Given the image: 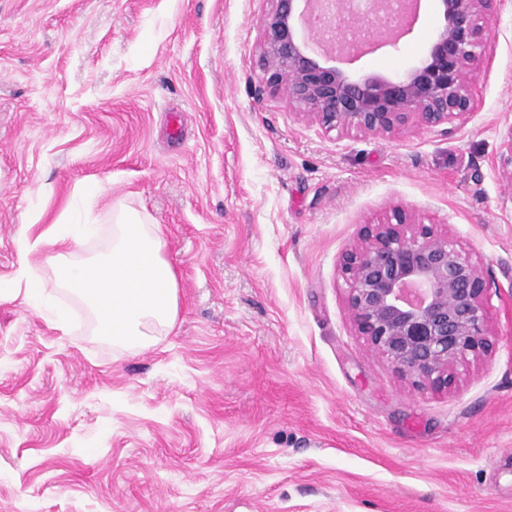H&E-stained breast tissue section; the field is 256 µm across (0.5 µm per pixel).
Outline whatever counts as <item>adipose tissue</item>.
Here are the masks:
<instances>
[{
  "mask_svg": "<svg viewBox=\"0 0 512 512\" xmlns=\"http://www.w3.org/2000/svg\"><path fill=\"white\" fill-rule=\"evenodd\" d=\"M110 222L106 247L88 256L77 254L76 247L98 234V225L89 218L56 221L34 239L21 236L24 296L61 319L68 309L57 295L67 293L90 313L94 335L116 345L146 348L177 321L176 273L163 256L162 229L147 214L119 204L113 206ZM43 244L54 248L46 260V275L28 261Z\"/></svg>",
  "mask_w": 512,
  "mask_h": 512,
  "instance_id": "ef3b65f1",
  "label": "adipose tissue"
}]
</instances>
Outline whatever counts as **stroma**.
I'll use <instances>...</instances> for the list:
<instances>
[{
  "label": "stroma",
  "instance_id": "obj_1",
  "mask_svg": "<svg viewBox=\"0 0 512 512\" xmlns=\"http://www.w3.org/2000/svg\"><path fill=\"white\" fill-rule=\"evenodd\" d=\"M267 0H0V512H512V6L465 121L325 132L261 91ZM437 23L351 64L394 73ZM101 183L99 197L83 193ZM161 225L174 328L133 353L20 292V233ZM401 210L480 262L494 349L422 390L348 312L342 254Z\"/></svg>",
  "mask_w": 512,
  "mask_h": 512
}]
</instances>
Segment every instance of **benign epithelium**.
I'll return each instance as SVG.
<instances>
[{
    "label": "benign epithelium",
    "instance_id": "benign-epithelium-1",
    "mask_svg": "<svg viewBox=\"0 0 512 512\" xmlns=\"http://www.w3.org/2000/svg\"><path fill=\"white\" fill-rule=\"evenodd\" d=\"M260 18L265 86L340 136H400L415 125L465 120L473 84L489 61L488 30L505 0H435L438 23L424 54L391 75L340 67L376 47H397L417 17L405 0L386 21L387 0H267ZM341 258L358 332L421 389H448L492 348L487 285L479 261L448 230L400 211Z\"/></svg>",
    "mask_w": 512,
    "mask_h": 512
}]
</instances>
